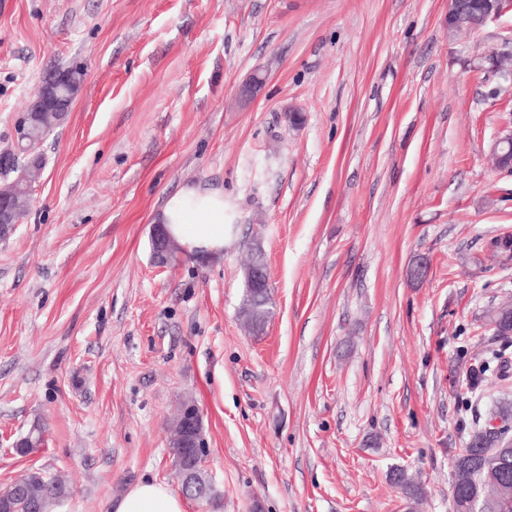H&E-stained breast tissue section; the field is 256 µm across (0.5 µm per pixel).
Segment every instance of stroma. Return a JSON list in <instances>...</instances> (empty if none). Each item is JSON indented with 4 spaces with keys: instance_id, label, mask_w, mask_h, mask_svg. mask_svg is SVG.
Segmentation results:
<instances>
[{
    "instance_id": "stroma-1",
    "label": "stroma",
    "mask_w": 512,
    "mask_h": 512,
    "mask_svg": "<svg viewBox=\"0 0 512 512\" xmlns=\"http://www.w3.org/2000/svg\"><path fill=\"white\" fill-rule=\"evenodd\" d=\"M448 0H0V151L48 75L81 68L41 145L28 212L0 242V488L65 475L58 512H112L134 483L178 490L167 426L194 397L219 508L451 512L453 458L512 377L463 400L512 338V172L490 148L512 81V9L449 36ZM257 98H239L253 74ZM303 113L292 127L288 112ZM224 193L218 255L156 266L168 198ZM260 241L274 316L243 330ZM429 259L420 283L408 271ZM44 430L35 452L14 444ZM389 480H391V472ZM391 483L400 490L403 499L408 504L409 511L416 510V506L419 505L426 495L425 488L419 477L404 470H400L398 478L393 481L391 480Z\"/></svg>"
}]
</instances>
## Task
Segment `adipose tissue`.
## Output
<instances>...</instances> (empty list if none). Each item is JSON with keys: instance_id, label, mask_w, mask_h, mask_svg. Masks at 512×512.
<instances>
[{"instance_id": "ef3b65f1", "label": "adipose tissue", "mask_w": 512, "mask_h": 512, "mask_svg": "<svg viewBox=\"0 0 512 512\" xmlns=\"http://www.w3.org/2000/svg\"><path fill=\"white\" fill-rule=\"evenodd\" d=\"M174 240L200 255L224 246V196L184 186L166 202L157 217ZM113 512H186L184 500L167 485L151 480L134 484L112 507Z\"/></svg>"}]
</instances>
